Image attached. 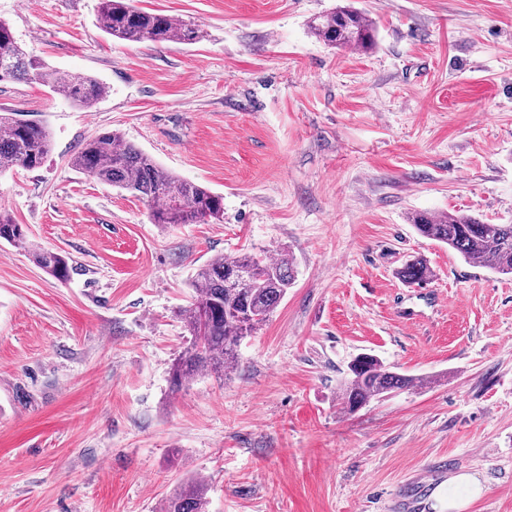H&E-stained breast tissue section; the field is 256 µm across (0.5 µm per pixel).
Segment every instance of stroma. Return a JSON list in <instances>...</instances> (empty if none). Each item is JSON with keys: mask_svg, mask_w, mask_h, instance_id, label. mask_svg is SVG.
<instances>
[{"mask_svg": "<svg viewBox=\"0 0 512 512\" xmlns=\"http://www.w3.org/2000/svg\"><path fill=\"white\" fill-rule=\"evenodd\" d=\"M99 2L0 0L19 45L108 87L84 109L0 82V112L53 141L0 174V211L73 266L0 244V512H160L192 477L208 512H392L440 457L483 482L465 512H512V277L411 223L512 224V0H135L201 31L163 44L113 39ZM344 4L368 49L311 35ZM107 130L223 195V219L161 228L72 167ZM260 251L292 256V287L233 371L171 393L195 271ZM413 257L419 286L397 276ZM361 353L418 387L346 412ZM399 279L409 285H420L431 279L432 271L427 263L422 259H413L406 261L398 270Z\"/></svg>", "mask_w": 512, "mask_h": 512, "instance_id": "stroma-1", "label": "stroma"}]
</instances>
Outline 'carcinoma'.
I'll return each mask as SVG.
<instances>
[{
	"label": "carcinoma",
	"instance_id": "obj_1",
	"mask_svg": "<svg viewBox=\"0 0 512 512\" xmlns=\"http://www.w3.org/2000/svg\"><path fill=\"white\" fill-rule=\"evenodd\" d=\"M98 21L106 34L123 41L161 44L200 37L197 27L142 11L129 0H101ZM310 29L327 45L366 48L373 23L361 11L339 7L314 18ZM7 80L38 81L82 108L92 107L106 94V86L95 77L50 68L30 55L15 41L9 24L0 21V82ZM51 150V135L44 126L11 112L0 113V173L39 168ZM71 164L97 181L145 199L151 205L152 222L163 227L207 223L224 216L223 196L167 171L117 132H101L85 141ZM412 224L421 237L447 245L464 259L512 275V224H486L456 213H418ZM2 242L26 252L56 279L69 278L67 257L31 243L23 225L0 213ZM397 275L409 285H420L431 279L432 271L424 260L413 259ZM294 279V263L286 254L278 259L263 253L221 254L197 269L191 281L196 299L180 312L191 341L173 365L172 391L201 373L222 374L234 367L241 341L269 320ZM349 372L340 392L343 408L349 412L385 394L417 386L415 378L387 369L371 354L358 355ZM206 508V483L191 478L164 500L162 512H206Z\"/></svg>",
	"mask_w": 512,
	"mask_h": 512
}]
</instances>
